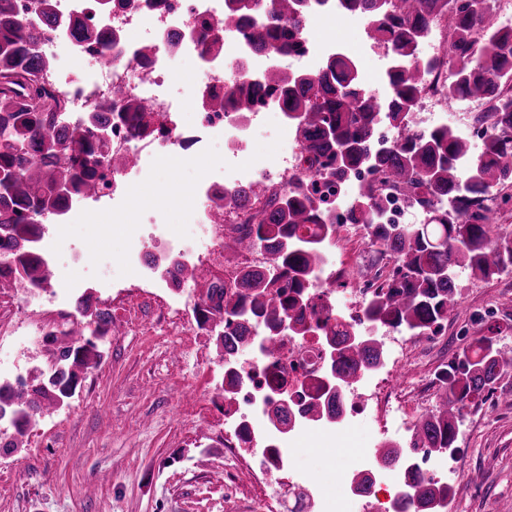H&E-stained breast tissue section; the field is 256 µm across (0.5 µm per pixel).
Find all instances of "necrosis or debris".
<instances>
[{"label":"necrosis or debris","instance_id":"necrosis-or-debris-1","mask_svg":"<svg viewBox=\"0 0 512 512\" xmlns=\"http://www.w3.org/2000/svg\"><path fill=\"white\" fill-rule=\"evenodd\" d=\"M55 8L60 15L82 19L93 28L106 26L117 35L112 63L107 67L99 64L96 47L76 43L68 32H56L42 42V53L55 64L47 90L65 102L71 123L85 125L94 105L107 97L113 86L120 85L126 97L144 101L157 112L166 127L162 134L135 137L128 122L113 118L107 139L100 146L104 156L97 179L101 204L95 208L73 204L62 217L61 227H85L94 213L134 219L131 190L156 172L159 160L179 167L205 162L209 168L197 179V202L188 215V229L165 232L162 239L169 249L182 255L223 245L224 190L238 178L236 171L221 166L220 158L236 154L241 121L234 112L201 109L194 120H187L173 92L178 74L183 73L190 77L192 97L200 98L202 92L223 88L225 70L238 66L237 50L243 45L239 33H229L223 47L206 56L201 55L194 37L203 24L223 20L224 0H139L138 7L117 5L107 12L101 10L99 0H55ZM144 51L149 54L145 67L132 72L129 61ZM70 55L86 58L88 68L74 73L66 63ZM118 152L137 158V167L122 171L112 168L108 157ZM322 263L313 282L315 293L344 299L352 309L375 291L378 280L374 273L344 283L332 269L330 255H323ZM279 339V360H270L258 340L250 346L248 356L236 352L224 358V377L235 382L224 414V452L234 459L261 448L257 478L265 486L280 482L290 449L304 439L318 437L330 448L349 426L375 416L379 422L370 435L375 442L387 435V419L399 415L393 406V391L382 388L375 372L369 371L340 390L342 413L338 423L310 421L306 406L322 394L329 381L326 343L299 325L282 330ZM276 408L286 413L277 429L267 423ZM353 473V479L337 489L314 476L301 475L291 485L295 507L300 512H340L343 499L350 498L358 502L359 512H399L406 472L384 473L362 461ZM359 478L365 480L366 491L357 490L355 481Z\"/></svg>","mask_w":512,"mask_h":512}]
</instances>
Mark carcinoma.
I'll return each mask as SVG.
<instances>
[{
    "label": "carcinoma",
    "mask_w": 512,
    "mask_h": 512,
    "mask_svg": "<svg viewBox=\"0 0 512 512\" xmlns=\"http://www.w3.org/2000/svg\"><path fill=\"white\" fill-rule=\"evenodd\" d=\"M327 2L224 0L223 22L205 26L198 43L209 54L223 45L225 31L237 28L249 50L277 57L298 45L310 10H322ZM403 2L335 0L336 9L366 21L370 37L392 58L390 94L383 103L363 88L356 65L342 53L330 55L315 72L270 68L247 84L235 81L221 92L203 95L208 110L243 115L275 102L294 126L300 152L298 173L288 184L277 188L257 179L224 191V211L240 220L225 235L224 246L260 249L268 266L262 272L240 270L229 292L218 277L198 289L195 321L221 335L223 349L246 345L260 329L267 357L275 358L273 337L283 316L292 312L296 322L310 320L308 328L336 348V375L348 385L384 359L378 339L359 332L357 325L404 330L421 339L454 314L456 270H468L475 281L512 273V234L500 224L499 210L488 197L494 189L512 190V23L501 21L496 0H454L451 9L448 0H417L413 12L404 10ZM437 22L445 24L451 42L420 64L419 43ZM61 29L104 54L115 43L107 29L64 20L53 0H37L33 17L17 10L13 0H0V171L9 176L0 181V288L6 281L48 283V266L37 248L43 225L36 218L44 213L63 216L71 191L83 194L88 185L97 184V142L112 123L110 98L94 106L85 133L52 117L61 104L46 90L53 64L42 54L40 42ZM441 69L450 74L441 89L443 100H480L483 113L475 121L492 120L493 131L475 158L468 141L450 127L413 125L412 113L428 77ZM122 111L136 133L163 130L139 100L128 101ZM383 123L401 136L376 153L372 145ZM364 165L381 170L389 190L408 207L426 211L422 224H383L386 191L367 184L351 197L349 220L363 231L376 263L394 261L355 325L330 300L314 294L311 282L325 245L337 235L317 179L342 187L347 175ZM75 311L90 319L98 336L110 331L111 314L93 306L91 296L78 298ZM479 326L471 343L438 372V401L417 419L413 447L382 446L375 452L381 468L404 467L419 448L453 447L467 409L512 374V351L499 343V326ZM44 342L52 347L49 369L16 387L0 384V416L16 431L14 436L0 431V452L17 451L18 436L31 417L58 409L59 399L76 392L81 374L101 358L98 350L73 339L71 329L49 333ZM448 495V486L411 471L401 490L411 512H434Z\"/></svg>",
    "instance_id": "cac0c4a2"
}]
</instances>
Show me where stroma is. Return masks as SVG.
I'll use <instances>...</instances> for the list:
<instances>
[{
	"label": "stroma",
	"mask_w": 512,
	"mask_h": 512,
	"mask_svg": "<svg viewBox=\"0 0 512 512\" xmlns=\"http://www.w3.org/2000/svg\"><path fill=\"white\" fill-rule=\"evenodd\" d=\"M313 34L334 51L355 52L364 88L386 98L383 71L389 60L359 31L366 23H344L321 15ZM140 209L168 213L173 223L195 203L191 178L156 174L137 189ZM157 224H121L110 232L87 229L65 234L64 255L101 252L114 277L127 275L128 243L160 232ZM112 315L100 363L87 371L76 396L53 415L29 426L20 452L0 454V512H283L282 497L252 480L255 460L224 458V376L222 351L212 333L198 329L193 316L197 291L179 287L105 288L97 279L61 282L34 295L16 287L1 293L17 316L10 335H0V374L14 376L47 369L50 354L30 310L74 309L82 295ZM512 295V279L499 277L472 287L458 276V309L448 321L453 350L466 348L477 310L490 299ZM443 353L430 350L396 375L398 387L423 385L435 399L433 372ZM481 417L466 415L456 448L462 452L465 485L450 488L460 512H512V379L503 380ZM368 424L344 434L336 452L317 439L292 450L289 468L340 485L366 445ZM235 483L226 486L225 474Z\"/></svg>",
	"instance_id": "obj_1"
}]
</instances>
